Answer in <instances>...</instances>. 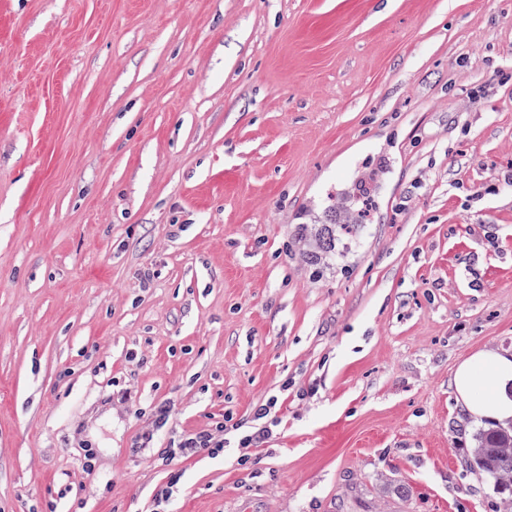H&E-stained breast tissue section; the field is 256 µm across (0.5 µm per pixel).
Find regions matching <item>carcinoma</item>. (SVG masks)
I'll list each match as a JSON object with an SVG mask.
<instances>
[{
  "mask_svg": "<svg viewBox=\"0 0 512 512\" xmlns=\"http://www.w3.org/2000/svg\"><path fill=\"white\" fill-rule=\"evenodd\" d=\"M318 240L323 251L335 250L336 225H320ZM464 464L469 470L487 475L497 489L512 494V431L498 425L479 430L474 446L466 449Z\"/></svg>",
  "mask_w": 512,
  "mask_h": 512,
  "instance_id": "obj_1",
  "label": "carcinoma"
}]
</instances>
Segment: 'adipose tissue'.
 <instances>
[{"instance_id": "ef3b65f1", "label": "adipose tissue", "mask_w": 512, "mask_h": 512, "mask_svg": "<svg viewBox=\"0 0 512 512\" xmlns=\"http://www.w3.org/2000/svg\"><path fill=\"white\" fill-rule=\"evenodd\" d=\"M456 398L476 418L512 419V358L481 349L456 367Z\"/></svg>"}]
</instances>
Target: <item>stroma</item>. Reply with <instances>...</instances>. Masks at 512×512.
I'll list each match as a JSON object with an SVG mask.
<instances>
[{"mask_svg":"<svg viewBox=\"0 0 512 512\" xmlns=\"http://www.w3.org/2000/svg\"><path fill=\"white\" fill-rule=\"evenodd\" d=\"M482 348L512 0H0V512H150L174 468L170 512H507ZM512 358L480 349L456 367L452 385L456 398L475 418L512 419ZM220 424L216 425V431L205 429L183 436L178 442L177 448L167 451L166 460L171 464L174 460L189 458L201 453H207L211 456H218L220 452L223 453L224 447H227V439L224 438V434L219 439L216 432L223 433L226 429H224V424ZM511 429V435H510ZM499 425L480 429L474 446L466 448L464 464L467 469L480 472L493 481L497 489L512 496V428Z\"/></svg>","mask_w":512,"mask_h":512,"instance_id":"1","label":"stroma"}]
</instances>
